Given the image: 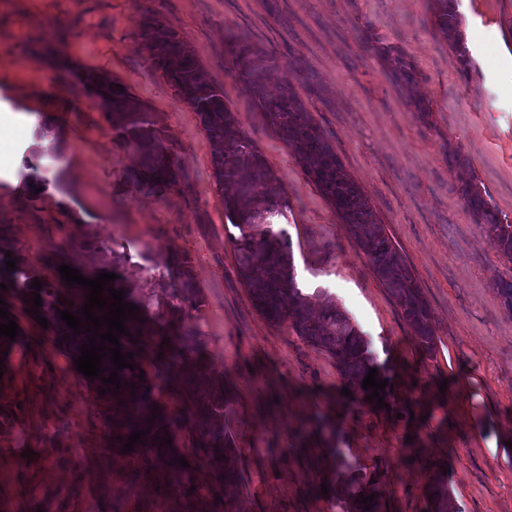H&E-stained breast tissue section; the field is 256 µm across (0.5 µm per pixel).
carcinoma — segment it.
Wrapping results in <instances>:
<instances>
[{"instance_id": "1", "label": "carcinoma", "mask_w": 512, "mask_h": 512, "mask_svg": "<svg viewBox=\"0 0 512 512\" xmlns=\"http://www.w3.org/2000/svg\"><path fill=\"white\" fill-rule=\"evenodd\" d=\"M456 0H436V24L448 35L461 54H466L459 31L460 16ZM141 36L148 61L163 70L168 82L198 112L202 125L213 145L214 173L219 185L230 183L234 193L224 198L225 217L237 230L230 236L238 256V273L249 289L254 306L275 324L288 322L302 340L318 346L336 359V366L346 386L354 393L368 395L373 390L363 388V380L375 367L374 359L359 330L351 319L327 299L319 315L310 311V295L303 293L294 274L291 244L281 219L287 217V203L281 187L266 172L256 147L244 134L234 129L235 119L225 105L222 91L211 84L189 48L178 37L175 29L151 13L141 21ZM271 57L263 49L238 42L232 51L230 71L250 85L257 105L266 113L274 130L281 134L298 153L306 175L326 195L334 209L349 225L359 247L373 266L374 272L388 288L400 306L403 317L415 333L418 347L431 354L436 349L432 315L421 289L384 225L362 195L358 186L347 177L336 152L314 124L298 98L281 87L270 84L266 71ZM84 87L95 94L102 107L112 117V127L118 135L132 141L141 156V172L137 182L150 191L177 184V170L171 148L164 146L148 113L127 92L120 91L112 79L100 73H88ZM467 204L477 220L485 224L497 249L512 256V221L501 217L486 200V192L474 181L464 187ZM10 282L20 292L30 290L33 277L22 268L9 273ZM42 309L48 312L63 307L81 315L87 299L79 285H64L60 289L44 286L38 291ZM172 297L180 303H191L195 288L188 277H183ZM124 328L128 336H120L122 354L133 353L134 363L140 365L148 357L151 340L142 335L140 322L129 318ZM140 369L125 368L119 377L125 385L118 389V397L143 395V407L134 420L112 415V445L123 448L132 432L148 429L142 442L134 444L130 456L140 458L153 469H163L176 459L175 450L160 445V438L169 430L170 423L161 414L154 422L153 404L142 391ZM208 421L212 438L210 463L224 471V484L239 487L243 476L238 467V453L230 431L231 404L226 399L213 398L200 408ZM336 468L331 483L341 484L342 495L335 505L341 512H376L377 501L370 510L356 502L359 494H377L376 484L354 469L342 455H336ZM427 512H456L448 491V476L441 465L433 464L425 485Z\"/></svg>"}]
</instances>
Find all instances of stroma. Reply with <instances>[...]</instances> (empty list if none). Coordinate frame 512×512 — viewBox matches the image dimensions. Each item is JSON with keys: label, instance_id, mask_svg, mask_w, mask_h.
<instances>
[{"label": "stroma", "instance_id": "obj_1", "mask_svg": "<svg viewBox=\"0 0 512 512\" xmlns=\"http://www.w3.org/2000/svg\"><path fill=\"white\" fill-rule=\"evenodd\" d=\"M457 10L465 58L437 28L435 0H0V112L17 130L0 167V261L14 257L53 285L63 264L112 272L152 303L170 300L186 272L198 295L176 324L182 358L142 363L187 461L175 472L113 449L114 401L77 372L57 317L40 326L32 296L0 292L21 329L0 338V512H19L23 496L28 512H224L197 402L210 392L233 408L242 512H337L321 484L338 452L376 476L378 512H426L435 462L460 512H512V315L496 290L512 280V259L462 194L476 181L512 219V0H459ZM151 11L221 89L281 186L297 282L360 330L394 411L345 396L329 353L254 308L212 143L142 46ZM234 36L275 59L269 81L290 83L411 267L433 316L434 355L417 347L347 225L230 73ZM367 40L385 54L365 50ZM399 60L414 86L395 80ZM89 72L150 113L172 145L177 185L147 193L131 183L139 153L84 89ZM323 421L335 425V445L318 433Z\"/></svg>", "mask_w": 512, "mask_h": 512}]
</instances>
